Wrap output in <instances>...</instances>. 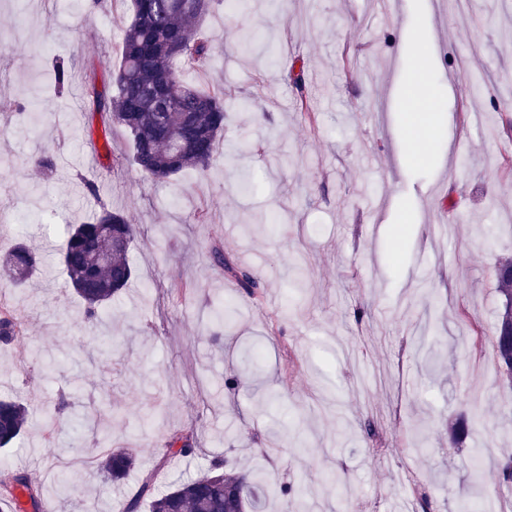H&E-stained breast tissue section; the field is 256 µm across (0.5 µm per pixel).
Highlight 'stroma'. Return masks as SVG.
Returning a JSON list of instances; mask_svg holds the SVG:
<instances>
[{
    "instance_id": "obj_1",
    "label": "stroma",
    "mask_w": 512,
    "mask_h": 512,
    "mask_svg": "<svg viewBox=\"0 0 512 512\" xmlns=\"http://www.w3.org/2000/svg\"><path fill=\"white\" fill-rule=\"evenodd\" d=\"M129 18L128 0H0V253L56 249L102 205L140 228L99 323L60 266L25 290L0 280L27 326L0 345V398L28 408L0 469L27 470L49 512H120L125 487L153 474L163 491L217 459L254 476L255 512H512V491L475 476L512 454V384L484 358L512 257V0H402L397 20L385 0H243L231 21L217 0L213 65L183 75L223 89L224 135L206 174L167 182L91 103ZM416 41L445 115L419 162ZM58 58L72 78L54 93ZM454 209L469 223L437 224ZM216 244L260 295L225 278ZM190 427L195 453L164 458ZM103 438L137 452L125 487L92 461Z\"/></svg>"
}]
</instances>
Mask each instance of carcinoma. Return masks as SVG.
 Here are the masks:
<instances>
[{"label":"carcinoma","instance_id":"cac0c4a2","mask_svg":"<svg viewBox=\"0 0 512 512\" xmlns=\"http://www.w3.org/2000/svg\"><path fill=\"white\" fill-rule=\"evenodd\" d=\"M209 0H130V20L122 37L120 63L112 69V92L92 90L96 111L109 115L114 125L130 136L131 159L138 170L155 181H167L184 170L204 173L224 133V89L202 91L181 78L179 67L210 69L216 47L200 18ZM137 235L124 213L103 205L92 221L75 224L59 249L60 265L88 319L100 317L128 287L133 268L127 253ZM212 260L236 277L248 292L260 287L252 276L237 271V264L216 248ZM40 264L38 253L19 245L0 255V278L16 287L26 285ZM497 289L502 297L494 349L503 375L512 380V343L504 333L512 329V259L499 262ZM25 322L16 314L0 313V343L23 335ZM28 409L17 399H0V447L12 445L23 434ZM196 444L193 432L172 434L170 454L189 456ZM100 469L113 481L135 466L131 448H111L107 440ZM224 462L175 487L158 492L150 479L124 503V512H138L149 499L150 512H247L255 495L247 476L222 472ZM490 479L512 485V459L503 462ZM0 504L16 512H43L42 491L19 468L0 471Z\"/></svg>","mask_w":512,"mask_h":512}]
</instances>
